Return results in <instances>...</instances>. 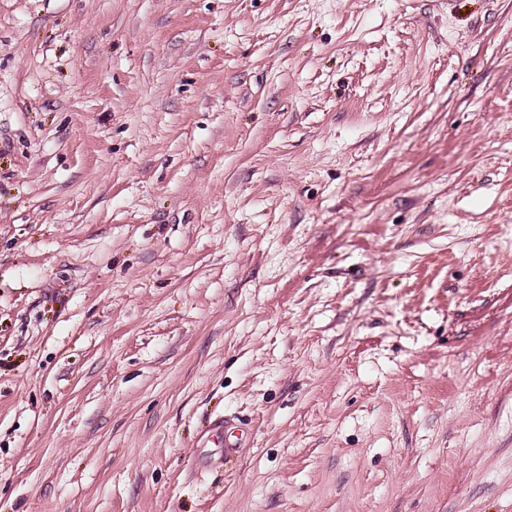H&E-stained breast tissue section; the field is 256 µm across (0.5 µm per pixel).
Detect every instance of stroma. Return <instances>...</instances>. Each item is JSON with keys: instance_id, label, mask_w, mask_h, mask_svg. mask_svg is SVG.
Masks as SVG:
<instances>
[{"instance_id": "1", "label": "stroma", "mask_w": 512, "mask_h": 512, "mask_svg": "<svg viewBox=\"0 0 512 512\" xmlns=\"http://www.w3.org/2000/svg\"><path fill=\"white\" fill-rule=\"evenodd\" d=\"M0 512H512V0H0Z\"/></svg>"}]
</instances>
